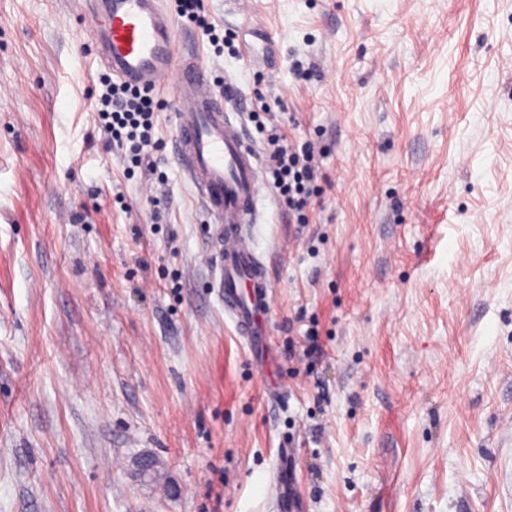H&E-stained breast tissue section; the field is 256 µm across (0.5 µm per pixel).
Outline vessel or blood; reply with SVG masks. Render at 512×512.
Wrapping results in <instances>:
<instances>
[{
  "label": "vessel or blood",
  "mask_w": 512,
  "mask_h": 512,
  "mask_svg": "<svg viewBox=\"0 0 512 512\" xmlns=\"http://www.w3.org/2000/svg\"><path fill=\"white\" fill-rule=\"evenodd\" d=\"M95 2L90 37L113 76L150 89L165 74L176 78V153L218 226L217 244L200 262L218 270L225 314L252 355H263L270 282L245 232L256 220L261 188L257 150L243 132L241 115L227 111L225 97L196 59L180 54L164 0Z\"/></svg>",
  "instance_id": "1"
}]
</instances>
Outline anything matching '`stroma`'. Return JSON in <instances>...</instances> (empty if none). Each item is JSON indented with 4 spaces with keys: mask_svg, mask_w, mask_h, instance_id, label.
<instances>
[{
    "mask_svg": "<svg viewBox=\"0 0 512 512\" xmlns=\"http://www.w3.org/2000/svg\"><path fill=\"white\" fill-rule=\"evenodd\" d=\"M230 2L235 52L182 17L180 52L321 171L304 224L262 178L261 361L196 264L173 76L164 178L128 172L90 16L0 0V512H512V0Z\"/></svg>",
    "mask_w": 512,
    "mask_h": 512,
    "instance_id": "obj_1",
    "label": "stroma"
}]
</instances>
